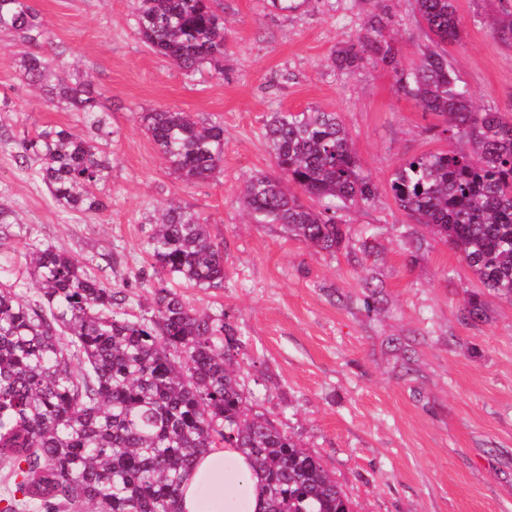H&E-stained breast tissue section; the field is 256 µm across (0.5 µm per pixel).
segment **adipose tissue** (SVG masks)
<instances>
[{
	"label": "adipose tissue",
	"mask_w": 512,
	"mask_h": 512,
	"mask_svg": "<svg viewBox=\"0 0 512 512\" xmlns=\"http://www.w3.org/2000/svg\"><path fill=\"white\" fill-rule=\"evenodd\" d=\"M183 512H260L264 487L254 465L234 448H212L185 476Z\"/></svg>",
	"instance_id": "obj_1"
}]
</instances>
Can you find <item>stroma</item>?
<instances>
[{
    "mask_svg": "<svg viewBox=\"0 0 512 512\" xmlns=\"http://www.w3.org/2000/svg\"><path fill=\"white\" fill-rule=\"evenodd\" d=\"M71 71L101 88L110 116L112 182L100 212L60 210L17 158V142L46 124L82 135V113L47 104L0 47V201L19 217L0 240L19 261L32 247L82 257L91 275L125 289L128 313L152 297L147 217L172 200L208 222L224 246V285H177L196 309L224 310L237 328L248 402L320 457L355 512H512V300L482 293L446 243L413 223L388 191L403 159L448 149L439 117L398 89L390 67L337 69L331 53L382 11L402 66L428 43L413 0H303L292 12L268 0H223L224 73L185 75L152 53L134 27V0H31ZM490 0H458L461 44L448 61L478 106L512 117V48L489 26ZM339 113L378 194L337 210L340 250L319 252L277 224L251 223L244 180L275 173L264 137L274 112ZM155 109L224 125V169L205 183L176 179L144 131ZM481 294L482 319L464 306Z\"/></svg>",
    "mask_w": 512,
    "mask_h": 512,
    "instance_id": "35a3bbf8",
    "label": "stroma"
}]
</instances>
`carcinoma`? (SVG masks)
I'll return each mask as SVG.
<instances>
[{
  "mask_svg": "<svg viewBox=\"0 0 512 512\" xmlns=\"http://www.w3.org/2000/svg\"><path fill=\"white\" fill-rule=\"evenodd\" d=\"M431 46L397 69L382 13L333 51L351 71L368 57L395 67L399 91L442 120L458 146L403 161L388 182L399 207L458 252L488 293L512 297V119L480 108L448 62L462 39L457 0H414ZM492 31L512 47V0H493ZM221 0H138L137 34L185 74L223 70ZM19 43L22 79L49 104L84 112V137L47 124L18 143L65 212H97L94 189L112 181L108 113L78 77H60L50 32L28 0H0V33ZM140 121L169 168L202 184L224 166V126L157 109ZM265 138L278 175L249 177L242 194L255 224H280L328 253L345 241L336 208L365 205L378 187L362 170L335 112H275ZM153 277L146 314L123 310L121 288L52 246L23 254L34 293L0 266V512H182L180 487L210 448L239 449L262 473L264 512H354L320 459L246 405L238 339L224 311L188 306L168 286L224 287V246L199 214L171 204L150 218Z\"/></svg>",
  "mask_w": 512,
  "mask_h": 512,
  "instance_id": "1",
  "label": "carcinoma"
}]
</instances>
